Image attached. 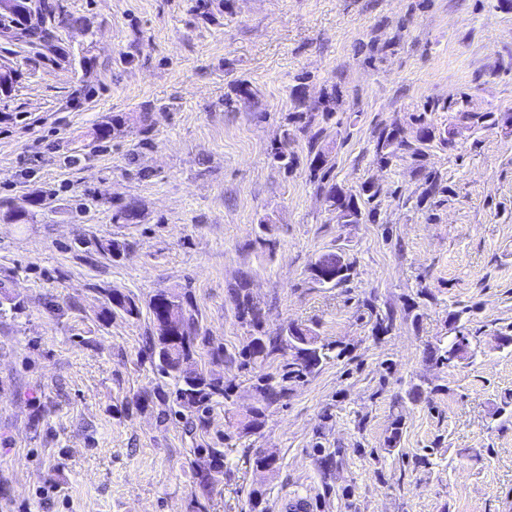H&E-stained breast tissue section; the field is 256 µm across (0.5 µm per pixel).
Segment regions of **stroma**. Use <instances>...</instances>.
Listing matches in <instances>:
<instances>
[{
	"instance_id": "35a3bbf8",
	"label": "stroma",
	"mask_w": 512,
	"mask_h": 512,
	"mask_svg": "<svg viewBox=\"0 0 512 512\" xmlns=\"http://www.w3.org/2000/svg\"><path fill=\"white\" fill-rule=\"evenodd\" d=\"M53 2L50 47L0 36V512H512V124L479 120L512 116V0ZM325 100L281 168L287 118ZM420 115L422 154L380 163L377 131L415 140ZM314 146L345 191L378 186L375 214L342 223ZM337 249L350 281L313 283ZM160 290L191 297L192 366L229 398L176 405L147 347ZM456 317L472 356L436 364ZM292 324L344 355L263 405L239 352Z\"/></svg>"
}]
</instances>
